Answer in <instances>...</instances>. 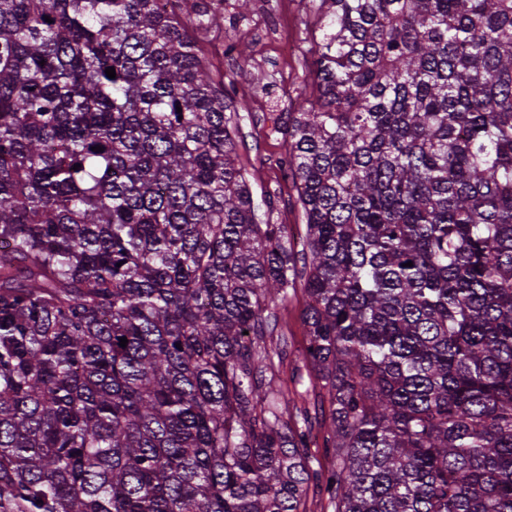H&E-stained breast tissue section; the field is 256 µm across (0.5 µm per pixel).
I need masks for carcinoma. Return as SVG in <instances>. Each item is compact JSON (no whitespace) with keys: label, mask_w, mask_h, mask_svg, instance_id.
<instances>
[{"label":"carcinoma","mask_w":512,"mask_h":512,"mask_svg":"<svg viewBox=\"0 0 512 512\" xmlns=\"http://www.w3.org/2000/svg\"><path fill=\"white\" fill-rule=\"evenodd\" d=\"M318 9L297 251L206 0H0V512H512V0ZM299 280L324 472L265 341Z\"/></svg>","instance_id":"obj_1"}]
</instances>
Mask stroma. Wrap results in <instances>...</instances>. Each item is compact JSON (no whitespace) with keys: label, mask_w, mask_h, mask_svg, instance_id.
Wrapping results in <instances>:
<instances>
[{"label":"stroma","mask_w":512,"mask_h":512,"mask_svg":"<svg viewBox=\"0 0 512 512\" xmlns=\"http://www.w3.org/2000/svg\"><path fill=\"white\" fill-rule=\"evenodd\" d=\"M271 18L268 28L255 26L253 10L239 9L234 0H224V15L211 26L200 44L212 63L224 74L225 103L238 128V161L247 171H258L253 182L255 200L274 193L275 208L271 223L292 226L302 231L304 217L296 204V191L276 166L288 145L281 135L272 133L269 117L287 111L297 94H312L307 78L306 58L318 33L319 18L313 15L308 0H263ZM245 48V57L227 56L222 52L228 43ZM306 295L302 288H292L285 300L272 311L276 329L267 337L269 346L286 341L295 355L279 365V376L296 404L311 403L310 380L305 363L298 356L304 346L306 327L303 309Z\"/></svg>","instance_id":"35a3bbf8"}]
</instances>
